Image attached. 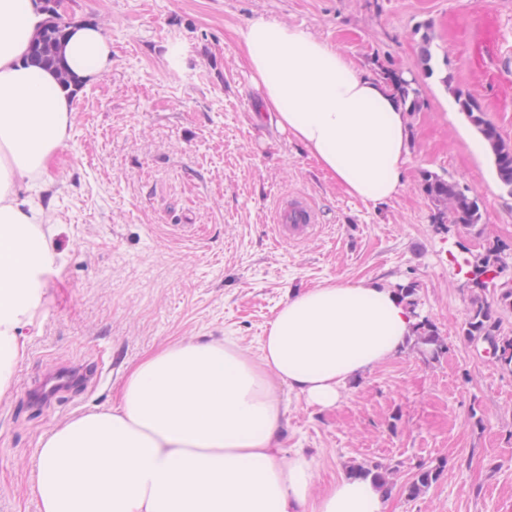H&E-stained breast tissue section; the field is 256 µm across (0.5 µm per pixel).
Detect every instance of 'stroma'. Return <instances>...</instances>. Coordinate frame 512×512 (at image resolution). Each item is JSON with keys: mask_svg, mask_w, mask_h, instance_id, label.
Returning a JSON list of instances; mask_svg holds the SVG:
<instances>
[{"mask_svg": "<svg viewBox=\"0 0 512 512\" xmlns=\"http://www.w3.org/2000/svg\"><path fill=\"white\" fill-rule=\"evenodd\" d=\"M68 13L105 31L112 66L80 87L70 137L30 192L51 209L60 271L0 402V512H39L27 487L41 438L110 407L145 354L228 337L258 353L288 290L360 280L415 283L448 353L428 360L405 347L326 411L286 394L285 447L305 449L324 486L355 463L390 467L386 512H512V374L461 335L465 261L493 242L512 247V194L491 155L472 148L478 132L442 82L452 75L512 143V0H70ZM260 17L306 28L372 77L386 66L419 80L395 197L349 196L263 116L237 35ZM424 169L479 197L482 235L433 227ZM295 196L320 230L289 244L274 224L280 200ZM81 364L98 365L100 382L30 406L32 382ZM437 460L439 481L406 497L416 466Z\"/></svg>", "mask_w": 512, "mask_h": 512, "instance_id": "35a3bbf8", "label": "stroma"}]
</instances>
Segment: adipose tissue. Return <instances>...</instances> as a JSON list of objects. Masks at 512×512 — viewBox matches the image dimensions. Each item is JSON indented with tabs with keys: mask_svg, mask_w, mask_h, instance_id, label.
Segmentation results:
<instances>
[{
	"mask_svg": "<svg viewBox=\"0 0 512 512\" xmlns=\"http://www.w3.org/2000/svg\"><path fill=\"white\" fill-rule=\"evenodd\" d=\"M44 16L36 0H0V400L25 355L56 275L23 187L45 179L74 123L84 79L112 64L97 26L71 25L61 54L75 83L27 64ZM266 111L347 194L394 197L411 154L403 105L306 28L259 18L238 31ZM415 320L393 288L329 283L289 296L259 353L234 341L175 340L128 371L112 407L57 425L40 442L28 492L40 512H386L372 479L318 487L314 460L284 448L282 397L336 406L349 382L393 358Z\"/></svg>",
	"mask_w": 512,
	"mask_h": 512,
	"instance_id": "ef3b65f1",
	"label": "adipose tissue"
}]
</instances>
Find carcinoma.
Here are the masks:
<instances>
[{"mask_svg":"<svg viewBox=\"0 0 512 512\" xmlns=\"http://www.w3.org/2000/svg\"><path fill=\"white\" fill-rule=\"evenodd\" d=\"M41 11L45 20L35 38L30 59L39 66L58 69L60 81L66 86L73 79L64 68L60 47L71 21L64 11L56 7L55 0H41ZM381 75L394 95L406 106L407 112L418 111L421 90L416 78L406 79L393 69H384ZM456 103L489 144L498 179L512 193V144L502 138L472 96L459 92L456 94ZM420 189L431 203L432 223L455 224L477 235L484 233L481 203L477 196L469 194L468 188L441 174L424 170L420 174ZM503 253V249L492 244L472 262L467 286L478 288L486 292V295H479L471 301L461 326V335L501 370L512 373V335L502 331L500 319L495 316L494 310L496 304L512 307V289L497 287V278L506 265ZM395 292L407 302L416 319L414 344L418 349L433 359L446 354L448 346L438 327L428 316L418 311L416 285L412 282L399 284ZM444 468L445 463L442 461L419 464L412 480L405 485L406 495L410 498L419 496L440 479ZM349 475L370 478L386 487L389 485L390 469L360 463L350 467Z\"/></svg>","mask_w":512,"mask_h":512,"instance_id":"carcinoma-1","label":"carcinoma"}]
</instances>
